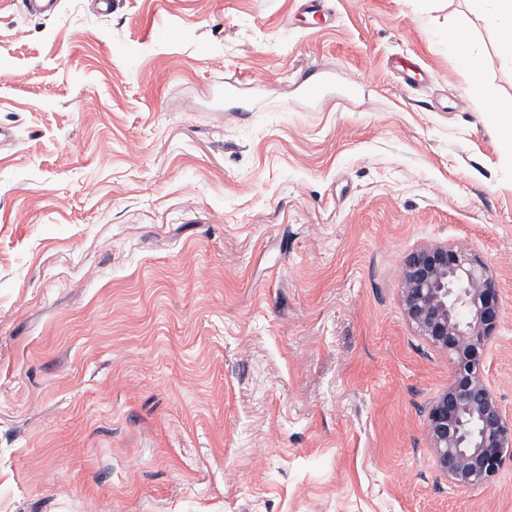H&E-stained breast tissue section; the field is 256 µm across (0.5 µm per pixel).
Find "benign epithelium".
<instances>
[{
	"label": "benign epithelium",
	"mask_w": 512,
	"mask_h": 512,
	"mask_svg": "<svg viewBox=\"0 0 512 512\" xmlns=\"http://www.w3.org/2000/svg\"><path fill=\"white\" fill-rule=\"evenodd\" d=\"M400 301L419 335L456 359L453 381L427 416L435 466L459 489H488L512 447V416L479 358L502 319L500 289L472 251L431 245L406 258Z\"/></svg>",
	"instance_id": "7a95c632"
}]
</instances>
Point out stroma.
Masks as SVG:
<instances>
[{
  "mask_svg": "<svg viewBox=\"0 0 512 512\" xmlns=\"http://www.w3.org/2000/svg\"><path fill=\"white\" fill-rule=\"evenodd\" d=\"M328 6L0 0V512H512L511 459L437 471L452 362L400 302L415 250L480 256L512 415V152L445 35L512 66L472 0ZM313 66L356 94L304 104Z\"/></svg>",
  "mask_w": 512,
  "mask_h": 512,
  "instance_id": "stroma-1",
  "label": "stroma"
}]
</instances>
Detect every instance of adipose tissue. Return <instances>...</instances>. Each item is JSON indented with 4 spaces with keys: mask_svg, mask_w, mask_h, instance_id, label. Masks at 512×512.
Returning <instances> with one entry per match:
<instances>
[{
    "mask_svg": "<svg viewBox=\"0 0 512 512\" xmlns=\"http://www.w3.org/2000/svg\"><path fill=\"white\" fill-rule=\"evenodd\" d=\"M476 8L478 19L496 35L498 56L512 64V0H477ZM448 50L470 74L466 95L494 117L502 138L512 148V99L489 94L481 64L470 50V39L465 30L449 32Z\"/></svg>",
    "mask_w": 512,
    "mask_h": 512,
    "instance_id": "obj_1",
    "label": "adipose tissue"
}]
</instances>
